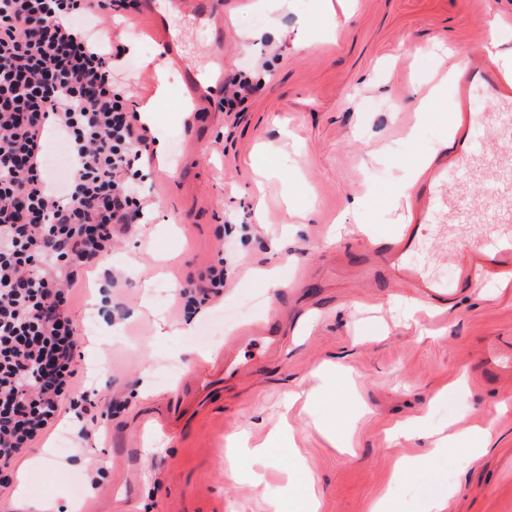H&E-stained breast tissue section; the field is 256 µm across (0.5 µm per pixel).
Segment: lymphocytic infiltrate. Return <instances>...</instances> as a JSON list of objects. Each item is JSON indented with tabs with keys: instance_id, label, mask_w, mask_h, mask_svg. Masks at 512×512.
I'll list each match as a JSON object with an SVG mask.
<instances>
[{
	"instance_id": "f902f5d3",
	"label": "lymphocytic infiltrate",
	"mask_w": 512,
	"mask_h": 512,
	"mask_svg": "<svg viewBox=\"0 0 512 512\" xmlns=\"http://www.w3.org/2000/svg\"><path fill=\"white\" fill-rule=\"evenodd\" d=\"M129 0H0V493L65 416L99 408L69 306L153 205L149 129L114 83ZM61 138L62 177L46 149Z\"/></svg>"
}]
</instances>
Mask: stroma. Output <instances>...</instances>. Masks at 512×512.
I'll list each match as a JSON object with an SVG mask.
<instances>
[{
  "label": "stroma",
  "instance_id": "obj_1",
  "mask_svg": "<svg viewBox=\"0 0 512 512\" xmlns=\"http://www.w3.org/2000/svg\"><path fill=\"white\" fill-rule=\"evenodd\" d=\"M223 17L195 20L173 0H135L116 82L139 99L156 87L154 59L173 70L155 29L163 15L187 63L207 73L221 29L224 70L245 71L255 90L240 116L220 98H169L158 110L164 163L152 164L156 203L131 225L79 290L71 316L81 327L82 364L102 400L119 410L103 427L85 423L82 451L65 460L45 443L28 491L84 512H267L279 499L293 512L285 472L311 474L319 512H369L391 494L402 512H423L439 476L457 484L449 512H512V287L463 288L447 260L452 245L479 240L496 224L492 184L512 135L485 88L473 94L483 153L452 198L473 221L439 214L406 259L448 290L439 311L411 300L391 262L372 242L404 225L398 195L406 172L427 156L451 155L455 97L437 100L416 136L403 115L467 50L496 36L512 73V0H223ZM242 260L224 293L193 315L186 334L160 336L156 324L183 322L175 291L215 263L224 243ZM278 266L281 285L263 287L256 267ZM267 325L276 347L258 338ZM327 362L342 376L320 385ZM416 420L410 438L389 441L395 423ZM290 424L272 449L263 482L250 477L244 449ZM470 426L493 432L487 452L448 460L395 484L401 457L425 454L436 433ZM108 479L77 497L88 469Z\"/></svg>",
  "mask_w": 512,
  "mask_h": 512
}]
</instances>
